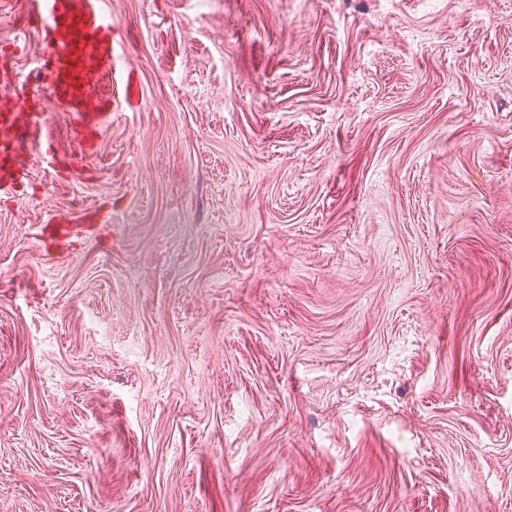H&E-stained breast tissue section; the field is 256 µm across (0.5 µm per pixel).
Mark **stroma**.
<instances>
[{"instance_id": "stroma-1", "label": "stroma", "mask_w": 512, "mask_h": 512, "mask_svg": "<svg viewBox=\"0 0 512 512\" xmlns=\"http://www.w3.org/2000/svg\"><path fill=\"white\" fill-rule=\"evenodd\" d=\"M106 4L89 178L0 200V512H512V0Z\"/></svg>"}]
</instances>
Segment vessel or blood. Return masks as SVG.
Masks as SVG:
<instances>
[{
  "instance_id": "obj_1",
  "label": "vessel or blood",
  "mask_w": 512,
  "mask_h": 512,
  "mask_svg": "<svg viewBox=\"0 0 512 512\" xmlns=\"http://www.w3.org/2000/svg\"><path fill=\"white\" fill-rule=\"evenodd\" d=\"M31 32L44 52L28 94H19L16 74L0 58V198L13 196L33 160L65 180L82 178L81 154L60 159L45 135L47 108L64 113L82 151L93 148L112 110L102 84L116 85L113 72L115 20L105 0H26Z\"/></svg>"
}]
</instances>
